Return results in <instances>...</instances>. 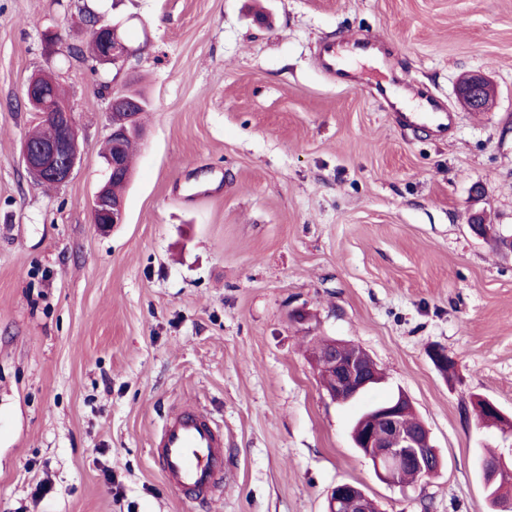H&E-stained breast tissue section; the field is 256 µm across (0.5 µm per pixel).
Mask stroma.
I'll return each instance as SVG.
<instances>
[{
  "mask_svg": "<svg viewBox=\"0 0 512 512\" xmlns=\"http://www.w3.org/2000/svg\"><path fill=\"white\" fill-rule=\"evenodd\" d=\"M94 2L0 0V512H326L342 482L379 512H486L479 457L503 443L471 399L512 416V250L469 218L512 232V0H105L139 49L118 77L78 53ZM367 32L379 64L323 72V44ZM49 66L83 141L55 188L20 158L24 89ZM470 71L496 85L492 110L458 104ZM130 77L151 110L125 221L104 233L90 205ZM388 79L440 99L448 135L402 125L374 95ZM321 336L383 369L371 400L408 396L438 476L405 492L376 477L350 438L358 406L308 358ZM185 409L224 431L200 496L155 458Z\"/></svg>",
  "mask_w": 512,
  "mask_h": 512,
  "instance_id": "1",
  "label": "stroma"
}]
</instances>
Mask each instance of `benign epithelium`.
<instances>
[{
  "mask_svg": "<svg viewBox=\"0 0 512 512\" xmlns=\"http://www.w3.org/2000/svg\"><path fill=\"white\" fill-rule=\"evenodd\" d=\"M123 24L90 27L91 39L99 46L100 60L122 72L135 51L124 46ZM48 78L42 74L33 77L27 84L24 97L29 111L39 114L56 125L60 137L50 145H37L27 139L21 144L22 162L36 182L51 178L66 183L80 163L82 147L71 105L66 102H52L45 98L41 85ZM457 94L460 103L470 110H488L495 101V90L491 81L483 74H463L458 80ZM134 101L111 99L109 106V138L114 149L105 158L107 177L119 178L124 174L121 146L129 136L131 112ZM110 183L103 184L95 193L91 203L92 222L102 231L124 223L123 199H114L109 193ZM471 230L480 237L501 236L503 242L512 246V235H502L481 217L471 219ZM327 345L320 358L313 360L318 373L328 376L331 384L326 387L331 400L344 394L357 395L370 380L364 375L361 357L349 358L336 354V340L325 338ZM433 365L443 374L448 373V352L441 347L428 351ZM473 404L497 416L496 427L504 439L512 437V418L504 415L495 402L485 397H475ZM411 408L408 398L400 393L386 406L362 419L352 431L354 446L372 463L376 475L383 481L398 485L405 469H415L427 477L443 466L440 455L431 451L433 447L430 432L426 427L415 431L407 429L402 418ZM327 512H378L375 501L365 489L357 484L344 482L334 486L327 496Z\"/></svg>",
  "mask_w": 512,
  "mask_h": 512,
  "instance_id": "7a95c632",
  "label": "benign epithelium"
}]
</instances>
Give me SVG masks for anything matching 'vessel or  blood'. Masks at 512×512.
Here are the masks:
<instances>
[{
	"instance_id": "b4317fda",
	"label": "vessel or blood",
	"mask_w": 512,
	"mask_h": 512,
	"mask_svg": "<svg viewBox=\"0 0 512 512\" xmlns=\"http://www.w3.org/2000/svg\"><path fill=\"white\" fill-rule=\"evenodd\" d=\"M222 436L206 416L185 410L164 424L159 438V465L172 486L201 492L224 468Z\"/></svg>"
}]
</instances>
